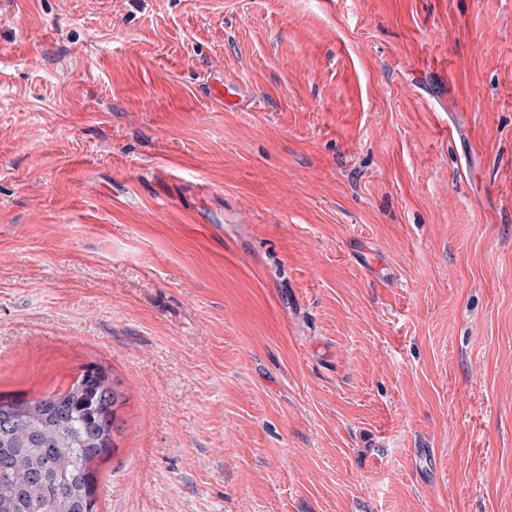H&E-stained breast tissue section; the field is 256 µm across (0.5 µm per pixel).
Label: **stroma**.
Masks as SVG:
<instances>
[{
    "instance_id": "35a3bbf8",
    "label": "stroma",
    "mask_w": 512,
    "mask_h": 512,
    "mask_svg": "<svg viewBox=\"0 0 512 512\" xmlns=\"http://www.w3.org/2000/svg\"><path fill=\"white\" fill-rule=\"evenodd\" d=\"M91 362L98 512H512V0H0V395Z\"/></svg>"
}]
</instances>
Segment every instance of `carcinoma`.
I'll use <instances>...</instances> for the list:
<instances>
[{"label":"carcinoma","instance_id":"1","mask_svg":"<svg viewBox=\"0 0 512 512\" xmlns=\"http://www.w3.org/2000/svg\"><path fill=\"white\" fill-rule=\"evenodd\" d=\"M78 376L43 398L0 397V512H97L91 465L116 448L120 382Z\"/></svg>","mask_w":512,"mask_h":512}]
</instances>
